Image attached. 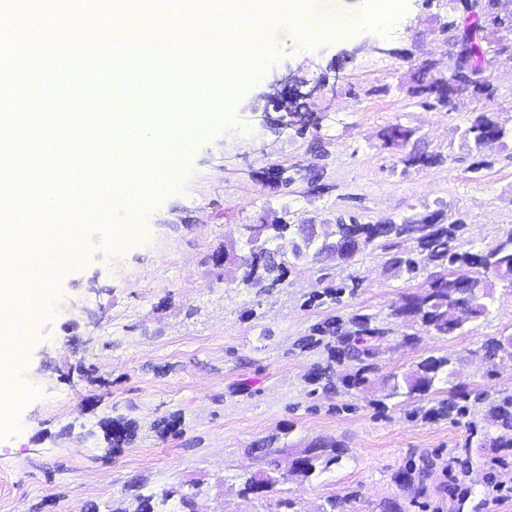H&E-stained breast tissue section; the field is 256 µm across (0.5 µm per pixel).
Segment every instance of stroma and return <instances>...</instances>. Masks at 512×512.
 I'll return each instance as SVG.
<instances>
[{
    "label": "stroma",
    "mask_w": 512,
    "mask_h": 512,
    "mask_svg": "<svg viewBox=\"0 0 512 512\" xmlns=\"http://www.w3.org/2000/svg\"><path fill=\"white\" fill-rule=\"evenodd\" d=\"M464 16L460 0H400L389 28L355 26L307 45L287 17L267 27L281 58L207 121L183 156L181 190L154 193L144 219L117 218L111 241L87 233L85 253L44 281L41 299L19 302L18 316L38 321L17 368L23 402L0 434V512H133L135 494L158 498L173 486L196 491V512H512V497L488 492L491 474H512V447L493 449L498 429L484 408L434 418L433 395L413 405L389 381L447 356L449 388L512 391V359L483 358L486 342L512 336L511 286L494 284L487 314L445 335L392 318L430 272L409 278L378 251L330 261L336 278L357 286L342 303L311 306L309 294L322 288L312 257L289 265L286 287L260 295L236 266L212 262L228 246L249 256L246 225L280 220L379 224L440 209L465 222L466 249L512 230V139L475 174L468 167L478 153L463 137L479 112L512 130V62L503 56L489 69L491 101L428 107L412 93L447 81L440 29ZM289 76L320 91L284 128L267 95ZM256 110L268 121L253 119ZM394 124L411 130L407 148L387 144ZM411 150L444 161L409 166ZM275 168L290 184L271 178ZM362 314L391 333L377 344L368 382L348 388L353 362L301 343L324 320ZM407 333L415 339L406 344ZM326 365L329 375L314 378ZM116 419L132 423L117 447ZM471 421L482 429L473 442ZM327 437L344 446L336 464L291 471ZM270 439L289 475L243 493L242 477L264 470L260 449Z\"/></svg>",
    "instance_id": "obj_1"
}]
</instances>
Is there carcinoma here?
Wrapping results in <instances>:
<instances>
[{
    "instance_id": "obj_1",
    "label": "carcinoma",
    "mask_w": 512,
    "mask_h": 512,
    "mask_svg": "<svg viewBox=\"0 0 512 512\" xmlns=\"http://www.w3.org/2000/svg\"><path fill=\"white\" fill-rule=\"evenodd\" d=\"M495 4V0H470L464 7L468 13L469 23L459 28L454 23L443 26L442 32L447 34L446 42L449 46L448 60L450 77L448 89L442 93V98L436 99L437 104H449V94L465 88L470 84L469 75L457 69L459 54L467 56L475 69H485L490 63L488 49L481 43L479 33L484 28L487 13L486 6ZM442 161L437 154L425 152H411L404 159L409 166L428 167ZM463 227L459 220L449 224L440 221L436 224H414L412 218L403 217L398 221L389 220L380 224H362L351 217L345 221L336 220L335 229L338 239L347 249L348 255L367 248L380 249L386 253L393 252L398 240L415 238L418 242L419 253L400 252L393 257V265L411 277H416L420 271L421 263H434L439 271L434 275L428 288L423 292L408 298L403 306L395 309V315L419 318L421 323L443 334H452L454 329H462L451 320L450 311L463 299L464 295H471L477 303L475 317L486 314L488 305L484 302L488 296L486 292V279L488 273L480 267L481 254L461 249L458 232ZM255 228L262 233V237L283 242L289 237H297L302 227L290 231L289 224H257ZM494 255V261L506 268L512 263V232L498 240L489 248ZM300 259L294 249L284 250L279 245L274 249L261 248L252 253L245 260L241 282L249 288H275L285 282L287 274L286 256ZM322 336H331L339 345L337 352L349 360L357 363V370L350 383L361 384L367 380V374L375 370L374 363L370 362L374 352L369 340L377 339L386 334V329L373 324V317L360 315L351 321V326L344 328L335 322H329L318 329ZM449 375V359L446 356H430L417 365L415 375L406 376L392 386V394H399V389H406V396L413 399L430 391L436 382ZM460 395L453 389L447 391V397L437 401V405L429 408L427 414L438 418L454 416L461 417L469 412V406L458 403ZM473 405H483L487 408L488 416L502 430V434L494 439L497 448L512 447V392L501 390L493 395L485 392L478 393ZM341 444L336 440L323 439L316 446L315 451L305 454L301 459V473L310 476L315 473V462L325 459L329 466L339 461L341 457ZM270 477L267 471L246 477L243 482V492L262 493L272 487L265 482Z\"/></svg>"
}]
</instances>
